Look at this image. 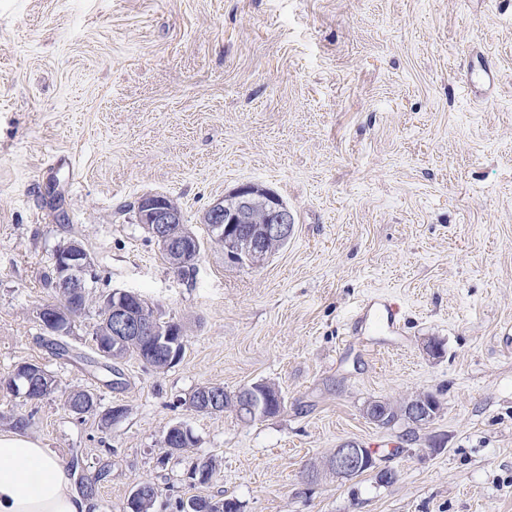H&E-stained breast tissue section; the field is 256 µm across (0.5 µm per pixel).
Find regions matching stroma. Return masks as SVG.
<instances>
[{
	"label": "stroma",
	"mask_w": 512,
	"mask_h": 512,
	"mask_svg": "<svg viewBox=\"0 0 512 512\" xmlns=\"http://www.w3.org/2000/svg\"><path fill=\"white\" fill-rule=\"evenodd\" d=\"M480 55L498 74L485 99L465 72ZM245 183L295 216L256 267L225 260L203 222ZM155 193L202 243L186 271L136 221ZM74 241L91 301L67 342L94 355L97 299L117 289L182 324L179 362L126 356L107 387L56 356L42 276ZM367 298L395 304L400 331L355 328ZM27 363L56 389L0 384V431L23 425L72 481L109 469L88 512H129L146 480L153 512L194 495L239 512H512V0H0V381ZM262 381L275 416L189 406L199 387ZM76 389L96 413L66 409ZM419 393L440 403L429 424L364 412ZM174 424L194 444L169 455ZM345 443L394 481L331 474ZM207 458L213 478L193 482ZM22 372L26 374L27 382L31 386V389L34 387L40 388L41 383H43V380L40 379L42 376V372L49 381V385L40 388V391H33L32 393L28 394V396L26 397H28L29 399H40L54 392L56 388L54 379L49 374V376H47L44 370L41 371V368L32 365H27L26 367H24Z\"/></svg>",
	"instance_id": "1"
}]
</instances>
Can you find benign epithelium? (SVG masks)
Segmentation results:
<instances>
[{"mask_svg": "<svg viewBox=\"0 0 512 512\" xmlns=\"http://www.w3.org/2000/svg\"><path fill=\"white\" fill-rule=\"evenodd\" d=\"M263 213V221L256 223L255 215ZM136 217L168 256L171 267L180 270L197 256L196 238L185 231L182 214L161 194H147L139 198ZM204 223L212 225L224 248V257L238 265H257L268 257L274 243L290 240L295 217L288 205L277 195L263 192L252 184L234 190V201L228 205L219 200L204 215ZM91 259L78 244L61 250L55 260V280L60 291L73 297L84 294V278ZM102 344L115 354L131 339L143 341L152 348L154 358H162L172 365L181 359L186 341L181 328L172 322H161L145 309L143 301L134 294L112 291V308L105 324ZM235 411L249 420L265 415L272 403H282L279 390L267 383H253L236 391ZM225 399L210 386L198 388L191 398L192 408L201 413L221 412ZM440 404L428 394H417L407 401L399 416L417 425H425L439 414ZM367 417L380 426L389 425L391 409L384 401H372L365 407ZM327 468L337 477L352 479L366 472L377 474L385 484L394 479V473L381 469L374 453L368 448L347 445L334 451Z\"/></svg>", "mask_w": 512, "mask_h": 512, "instance_id": "1", "label": "benign epithelium"}]
</instances>
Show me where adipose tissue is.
I'll return each instance as SVG.
<instances>
[{"instance_id": "adipose-tissue-1", "label": "adipose tissue", "mask_w": 512, "mask_h": 512, "mask_svg": "<svg viewBox=\"0 0 512 512\" xmlns=\"http://www.w3.org/2000/svg\"><path fill=\"white\" fill-rule=\"evenodd\" d=\"M64 466L23 431H0V512H87Z\"/></svg>"}]
</instances>
